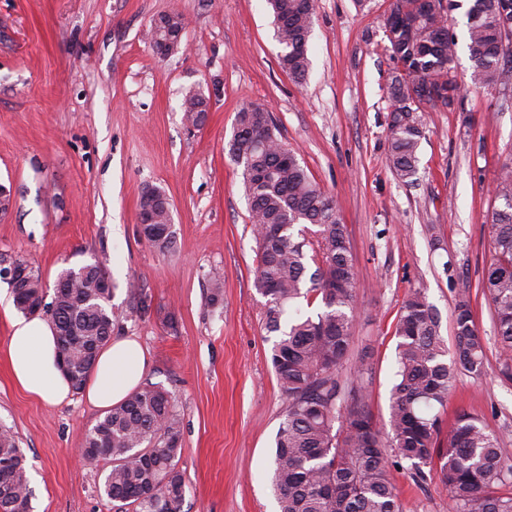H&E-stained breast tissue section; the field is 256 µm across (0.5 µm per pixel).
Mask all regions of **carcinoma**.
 <instances>
[{
	"instance_id": "obj_1",
	"label": "carcinoma",
	"mask_w": 512,
	"mask_h": 512,
	"mask_svg": "<svg viewBox=\"0 0 512 512\" xmlns=\"http://www.w3.org/2000/svg\"><path fill=\"white\" fill-rule=\"evenodd\" d=\"M280 64L297 81L308 74V42L316 0H266ZM467 18V49L475 87H512V58L499 55L503 20L512 0H454ZM444 0H395L386 23L394 68L387 165L403 181L417 172L422 136L417 112L436 109L433 96L458 100L453 75L457 42ZM228 155L240 167L256 242L254 287L265 298L264 328L275 333L270 361L287 406L275 435L272 486L280 512H402L390 467L408 463L417 482L433 480L449 493L454 512H512V464L501 439L480 418L462 411L443 430L440 409L460 373L487 368L485 337L473 316L468 285L458 289L453 310L455 347L441 335V318L425 291H412L395 326V382L389 416L374 419L362 384L366 357L354 365L355 380L339 372L348 359L354 324L357 272L347 229L332 196L310 177L277 136L268 109L248 106L237 114ZM502 207L492 215L493 258L483 291L493 309L502 358L512 379V164L495 186ZM140 225V237L160 251L176 246L165 212ZM65 275L69 287L46 291L15 288L40 308L58 337L56 362L71 389L82 391L101 349L112 339L121 313L111 288H95L102 267ZM320 300L308 315L300 300ZM183 423L169 391L148 384L113 406L88 431L82 455L109 467L102 490L114 512H183L187 484L178 468ZM26 459L15 436L0 429V512H31Z\"/></svg>"
}]
</instances>
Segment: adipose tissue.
<instances>
[{"label": "adipose tissue", "instance_id": "ef3b65f1", "mask_svg": "<svg viewBox=\"0 0 512 512\" xmlns=\"http://www.w3.org/2000/svg\"><path fill=\"white\" fill-rule=\"evenodd\" d=\"M7 346V360L15 383L25 392L59 403L70 386L56 365V338L37 318H15ZM146 357L133 339H113L98 356L86 389L88 402L98 409L121 403L139 385Z\"/></svg>", "mask_w": 512, "mask_h": 512}]
</instances>
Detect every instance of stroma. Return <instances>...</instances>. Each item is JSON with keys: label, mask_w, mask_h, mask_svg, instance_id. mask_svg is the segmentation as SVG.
I'll list each match as a JSON object with an SVG mask.
<instances>
[{"label": "stroma", "mask_w": 512, "mask_h": 512, "mask_svg": "<svg viewBox=\"0 0 512 512\" xmlns=\"http://www.w3.org/2000/svg\"><path fill=\"white\" fill-rule=\"evenodd\" d=\"M391 2L317 0L310 69L298 83L279 65L265 0H0V185L11 194L0 255L27 261L49 288L63 270L104 266L124 315L116 335L140 343L145 382L168 390L183 417L184 512H278L270 477L286 401L254 287L241 170L225 149L249 104L272 111L281 142L334 197L349 233L357 308L341 381L366 358L370 409L387 421L403 301L425 289L450 344L456 290L469 283L489 368L457 376L442 420L474 414L512 459V381L499 374L482 294L493 186L512 161V88L469 85L466 19L455 12V74L465 88L451 109L421 112L417 174L402 181L386 163ZM173 10L188 20L184 47L162 57L152 26ZM192 92L209 101L197 130L183 120ZM151 187L170 200L175 252L140 239L138 204ZM216 272L224 292L212 305ZM16 313L0 280V428L25 452L33 512H112L99 493L102 467L80 457L104 412L81 393L52 404L14 383L4 352ZM393 482L404 512H448L435 482L415 483L402 469Z\"/></svg>", "instance_id": "stroma-1"}]
</instances>
